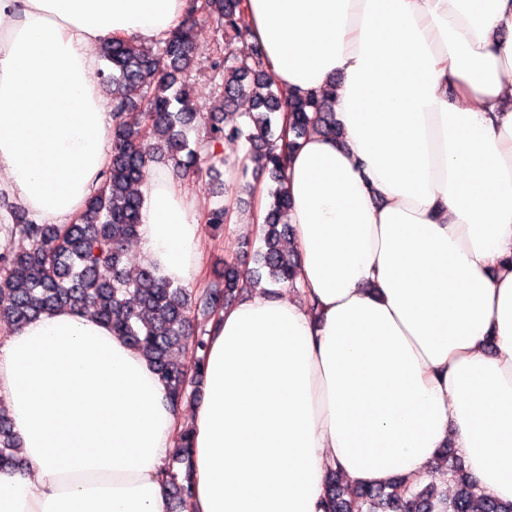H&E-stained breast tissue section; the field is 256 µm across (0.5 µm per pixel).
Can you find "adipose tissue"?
I'll list each match as a JSON object with an SVG mask.
<instances>
[{"label": "adipose tissue", "mask_w": 512, "mask_h": 512, "mask_svg": "<svg viewBox=\"0 0 512 512\" xmlns=\"http://www.w3.org/2000/svg\"><path fill=\"white\" fill-rule=\"evenodd\" d=\"M186 10L0 0V184L36 219L73 221L111 159L95 47L163 40ZM244 18L281 88L335 82L341 137L299 140L287 170L301 300L256 286L208 338L190 512H323L329 470L422 484L446 446L512 501V0H247ZM148 171L143 260L192 284L200 214ZM0 397L24 460L0 512H168L186 425L109 324L61 308L15 329Z\"/></svg>", "instance_id": "ef3b65f1"}]
</instances>
